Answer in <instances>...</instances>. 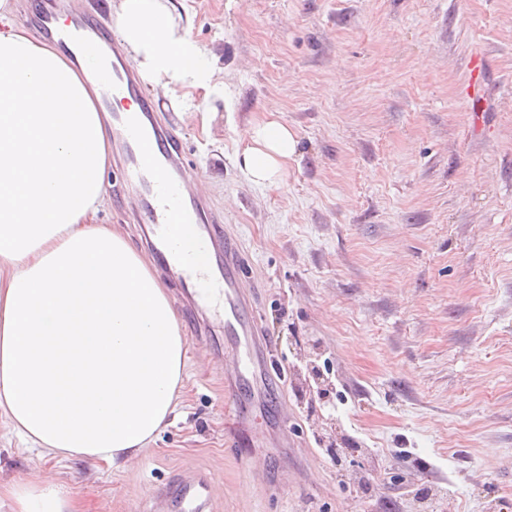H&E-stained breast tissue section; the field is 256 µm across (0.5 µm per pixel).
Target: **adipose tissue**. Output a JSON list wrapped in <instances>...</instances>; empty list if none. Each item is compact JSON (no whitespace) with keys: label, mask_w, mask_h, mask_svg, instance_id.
I'll list each match as a JSON object with an SVG mask.
<instances>
[{"label":"adipose tissue","mask_w":512,"mask_h":512,"mask_svg":"<svg viewBox=\"0 0 512 512\" xmlns=\"http://www.w3.org/2000/svg\"><path fill=\"white\" fill-rule=\"evenodd\" d=\"M0 0V417L26 448L119 470L175 409L188 345L148 262L99 226L111 149L84 72ZM125 46L162 89L209 73L161 0H121ZM287 126L249 132L241 171L279 184ZM0 512H85L63 483L0 484Z\"/></svg>","instance_id":"obj_1"}]
</instances>
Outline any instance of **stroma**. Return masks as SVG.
Segmentation results:
<instances>
[{"instance_id": "35a3bbf8", "label": "stroma", "mask_w": 512, "mask_h": 512, "mask_svg": "<svg viewBox=\"0 0 512 512\" xmlns=\"http://www.w3.org/2000/svg\"><path fill=\"white\" fill-rule=\"evenodd\" d=\"M162 2L213 74L158 95L157 120L243 243L281 403L247 401L241 429L236 343L181 314L183 393L155 442L121 470L60 462L1 419L0 482L39 471L90 512H150L195 473L209 512H420L425 488L433 512H512V0ZM269 118L297 147L258 186L237 158Z\"/></svg>"}]
</instances>
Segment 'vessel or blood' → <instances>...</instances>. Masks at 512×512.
Returning <instances> with one entry per match:
<instances>
[{
  "label": "vessel or blood",
  "instance_id": "vessel-or-blood-1",
  "mask_svg": "<svg viewBox=\"0 0 512 512\" xmlns=\"http://www.w3.org/2000/svg\"><path fill=\"white\" fill-rule=\"evenodd\" d=\"M62 13L70 17L72 29L56 27ZM39 24L61 48L79 56L108 114L120 161L112 186L116 206L135 198L147 247L187 289L193 306L208 313L213 325L244 349L243 368L225 381L227 405L240 403L239 388L248 376L260 383L257 397H268L274 360L260 342L257 310L244 286L248 263L237 241L218 229V219L188 167L181 137L157 124L155 99L144 92L121 40L91 23L76 0H50ZM212 495L208 476L184 479L177 492L179 512H207Z\"/></svg>",
  "mask_w": 512,
  "mask_h": 512
}]
</instances>
